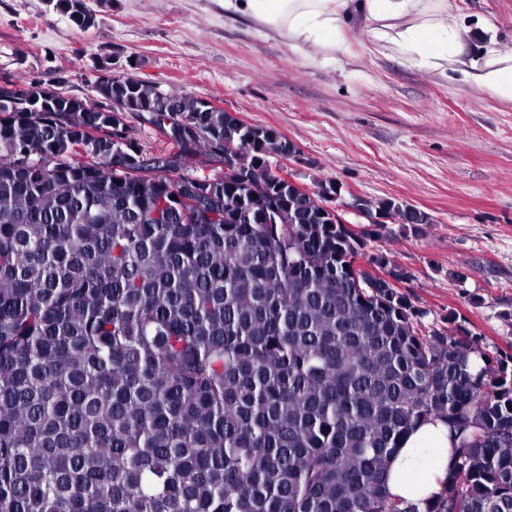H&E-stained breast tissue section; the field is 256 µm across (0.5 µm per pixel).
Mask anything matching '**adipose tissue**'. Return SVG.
<instances>
[{"instance_id": "ef3b65f1", "label": "adipose tissue", "mask_w": 512, "mask_h": 512, "mask_svg": "<svg viewBox=\"0 0 512 512\" xmlns=\"http://www.w3.org/2000/svg\"><path fill=\"white\" fill-rule=\"evenodd\" d=\"M224 10L252 17L312 60L344 51L347 32L357 28L408 68L512 105V42L492 36L473 50V27L458 0H224ZM454 445L442 420L410 430L390 459L389 493L420 505L441 496Z\"/></svg>"}]
</instances>
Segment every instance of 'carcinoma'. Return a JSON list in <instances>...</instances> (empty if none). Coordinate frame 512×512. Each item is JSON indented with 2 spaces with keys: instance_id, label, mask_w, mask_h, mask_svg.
Returning a JSON list of instances; mask_svg holds the SVG:
<instances>
[{
  "instance_id": "1",
  "label": "carcinoma",
  "mask_w": 512,
  "mask_h": 512,
  "mask_svg": "<svg viewBox=\"0 0 512 512\" xmlns=\"http://www.w3.org/2000/svg\"><path fill=\"white\" fill-rule=\"evenodd\" d=\"M101 69L94 98L0 97V512H512V354L354 268L364 233L280 185L268 128L173 88L155 146L117 140L106 106L157 87ZM213 144L248 184L204 175ZM435 418L455 460L421 510L384 472Z\"/></svg>"
}]
</instances>
